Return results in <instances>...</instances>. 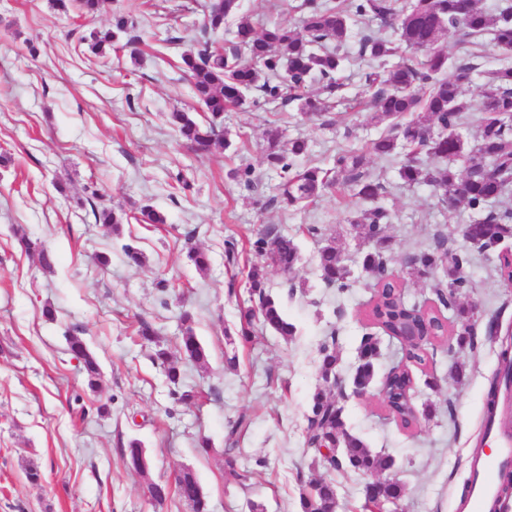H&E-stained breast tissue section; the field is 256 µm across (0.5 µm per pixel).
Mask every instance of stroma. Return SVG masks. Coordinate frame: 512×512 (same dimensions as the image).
Here are the masks:
<instances>
[{
  "label": "stroma",
  "mask_w": 512,
  "mask_h": 512,
  "mask_svg": "<svg viewBox=\"0 0 512 512\" xmlns=\"http://www.w3.org/2000/svg\"><path fill=\"white\" fill-rule=\"evenodd\" d=\"M205 2L104 0L98 14L82 16L54 0H0V512H191L177 496L157 504L146 494L147 480L182 468L196 473L210 512H301L303 487L322 479L336 485V512H362L366 476L315 464L305 444L322 343L336 336L337 374L348 379L369 326L372 278L355 262L362 243L348 222L358 201L329 193L294 212L269 206L280 177L263 148L272 129L285 140L304 137L310 161L325 166L337 150L374 138L370 109L357 96L363 66L343 71L352 100L326 121L260 101L225 113L230 148L196 155L177 140L168 115L178 109L205 119L176 67ZM126 10L137 17L138 48L119 41L94 53L89 32ZM243 163L260 178L258 190L233 179ZM370 168L393 215L388 269L409 302L438 309L435 278L411 276L408 258L439 232L447 247H462L470 214L439 202L430 187H402L396 163L374 156ZM94 202L121 216L117 232L95 223ZM145 207L164 212L166 223H137ZM311 224L352 258L345 291L321 282ZM20 229L52 248L53 270L24 251ZM270 231L300 248L294 279L265 267L266 291L297 333L286 340L260 328L247 344L238 334L240 310L250 304L246 274L265 266L252 243ZM229 239L238 243L234 266L224 257ZM127 244L140 249L142 264L127 260ZM195 248L211 257L207 273L189 258ZM101 255L108 264L98 263ZM465 273L473 287L461 300L474 311L476 342L436 346L426 367L411 366L416 427L399 426L383 403L380 377L405 361L402 343L388 336L379 338L378 381L364 395L348 390L338 399L349 432L392 456L405 488L398 512H461L486 439L484 403L512 333V286L494 258L477 253ZM231 286L236 296H228ZM48 305L55 320L43 316ZM185 313L209 355L205 371L181 364L182 389L198 394L189 403L174 398L137 334L147 321L179 356ZM72 334L101 366L98 391L86 389L82 365L67 350ZM238 418L247 423L236 442L239 468L252 472L245 481L224 467L225 426ZM202 436L209 451L197 446ZM132 438L143 445L147 475L122 461L120 448ZM31 467L39 484L26 479Z\"/></svg>",
  "instance_id": "stroma-1"
}]
</instances>
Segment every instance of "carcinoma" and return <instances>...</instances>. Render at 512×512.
Wrapping results in <instances>:
<instances>
[{
	"label": "carcinoma",
	"instance_id": "carcinoma-1",
	"mask_svg": "<svg viewBox=\"0 0 512 512\" xmlns=\"http://www.w3.org/2000/svg\"><path fill=\"white\" fill-rule=\"evenodd\" d=\"M289 8L300 13L301 26L273 24L256 28L242 12L241 0H209L203 23L190 48L180 57L178 69L188 77L194 95L207 114L206 123L195 121L190 113L174 111L169 123L178 137L195 151L210 153L229 147L222 133L224 113L247 104L248 94L258 92L268 104L293 105L308 115L327 112L344 103L339 74L349 60L346 46L356 38V56L371 63L364 73V93L374 109L370 121L386 124L366 148L336 152L334 166L298 167L297 161L309 155L307 140L282 142L277 132L266 139L264 160L268 169L279 173L281 182L270 201L282 210H295L327 192L348 191L361 206L348 219L367 250L362 253V268L374 278L375 290L368 319L387 336L400 339L412 329L416 341L407 344L405 358L425 366L428 350L451 335L458 343L474 341L467 325L458 327L447 318L401 297L399 279H385L389 262L385 229L391 214L379 204L384 186L368 166L367 155L380 158L401 157L398 177L405 187L426 185L439 201L462 204L475 218L461 231L465 242L483 252L497 251L502 276L512 277V252L498 250L512 238V204L506 199L512 187V0H500L489 13L478 0H349L345 7L336 0H296ZM235 24V42L229 50L218 45L214 36L227 22ZM375 22L393 27L397 39L389 40L368 28ZM136 21L132 14H115L111 27L90 33L92 48L103 50L122 36L133 44ZM467 37L476 46L487 37L503 51L496 66L487 68L482 55L467 49L452 58L438 47L443 37ZM482 82L478 105L464 98L463 91L474 80ZM318 84L317 94L309 88ZM479 112L477 143L469 146L458 128L466 113ZM237 182L256 190L259 182L251 166L234 172ZM95 223L114 230L122 217L99 205L91 209ZM25 251L37 256L46 270L55 265V255L39 238L19 233ZM253 247L265 263L285 274L295 272L301 254L294 239L281 234H265ZM466 252L445 247L438 234L433 242L415 252L410 274L424 277L429 271L441 274L435 288L444 308L465 313L459 298L469 287L465 267ZM319 277L329 287L350 286L351 270L333 238H325L317 252ZM250 297H258L257 307H244L239 335L245 342L253 335L254 321L283 338L296 333L280 305L266 293L264 269L252 268L247 275ZM179 348L185 359L205 367L208 352L196 335L189 315L181 318ZM69 353L82 364L84 382L91 391L98 389L102 371L97 358L79 336L67 337ZM379 340L372 333L362 336L358 364L350 377L354 386L370 385L375 376ZM321 386L313 394L307 416L305 442L322 454V447L336 444L340 457L328 461L336 469L362 475L385 473L393 459L373 453L358 436L350 433L342 418L333 388L338 384L336 367L339 354L335 336L319 350ZM153 361L164 371L169 383L181 384L182 372L171 353L155 345ZM414 379L407 367L396 366L388 373L383 402L389 416L403 427L412 426L417 415L411 401ZM126 465L142 474L148 462L142 444L131 439L121 448ZM176 491L192 512H208V502L195 472L180 470ZM302 512H336V485L317 481L300 494Z\"/></svg>",
	"mask_w": 512,
	"mask_h": 512
}]
</instances>
